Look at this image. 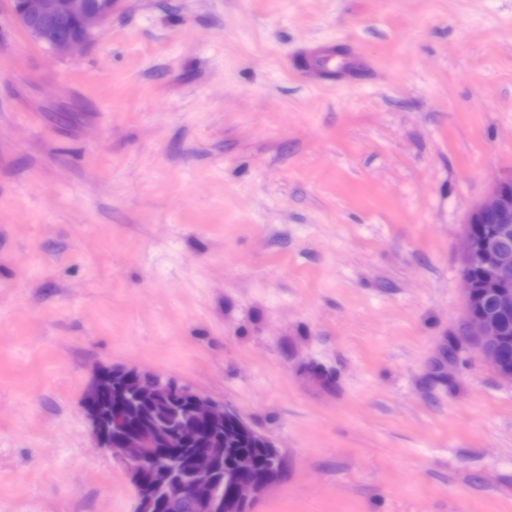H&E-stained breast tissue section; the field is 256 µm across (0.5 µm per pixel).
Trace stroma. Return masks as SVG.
<instances>
[{
	"instance_id": "stroma-1",
	"label": "stroma",
	"mask_w": 512,
	"mask_h": 512,
	"mask_svg": "<svg viewBox=\"0 0 512 512\" xmlns=\"http://www.w3.org/2000/svg\"><path fill=\"white\" fill-rule=\"evenodd\" d=\"M507 179L512 0H117L71 55L0 0V512H133L81 406L113 365L276 441L250 512H512L460 263Z\"/></svg>"
}]
</instances>
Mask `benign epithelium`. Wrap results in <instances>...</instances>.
Returning <instances> with one entry per match:
<instances>
[{
  "label": "benign epithelium",
  "mask_w": 512,
  "mask_h": 512,
  "mask_svg": "<svg viewBox=\"0 0 512 512\" xmlns=\"http://www.w3.org/2000/svg\"><path fill=\"white\" fill-rule=\"evenodd\" d=\"M112 8V0H103L97 7L91 6L88 0H24L14 15L34 40L65 53L85 45L89 37L111 19ZM60 21L76 23L82 36L62 38L56 35L54 25ZM460 256L465 283V336L479 357L512 384V364L506 361L503 331L504 321L512 316V188L506 187V182H497L470 214ZM474 266L482 267L489 275L487 300L477 308L474 307L477 294L468 275ZM121 371L129 388L141 397H160L176 391L188 399L190 412L180 418L173 429L169 447L193 438L200 423H228L237 438L261 449L272 461L269 470L254 476L252 459L240 458L226 489L222 490L213 478L214 459L219 449H204L196 455L188 477L170 486L171 495L192 497L197 512H240L279 478L284 462L279 447L223 403L161 374L146 375L136 368L125 367ZM108 386L99 371L83 396V409L96 447L125 467L137 489L135 512H155L153 500L145 495L149 477L156 471H177L178 462L173 456L158 453L154 436L150 434L108 439L107 425L94 408Z\"/></svg>",
  "instance_id": "7a95c632"
}]
</instances>
